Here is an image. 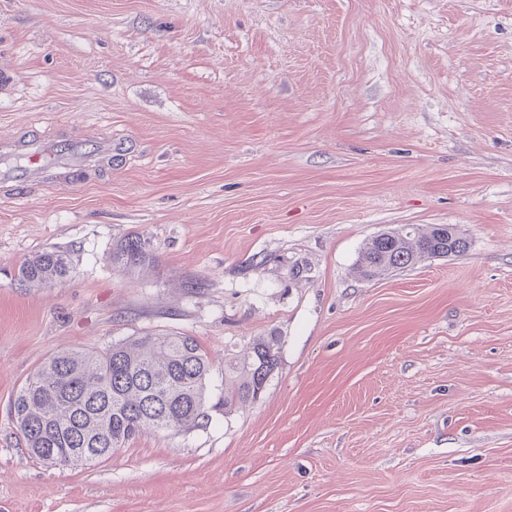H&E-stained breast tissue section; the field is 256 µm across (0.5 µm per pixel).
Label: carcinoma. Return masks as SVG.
<instances>
[{
    "label": "carcinoma",
    "instance_id": "obj_1",
    "mask_svg": "<svg viewBox=\"0 0 512 512\" xmlns=\"http://www.w3.org/2000/svg\"><path fill=\"white\" fill-rule=\"evenodd\" d=\"M467 238L451 224L422 232L404 224L368 239L356 270L379 279L430 258L458 256ZM113 259L128 268L151 260L146 244L131 236ZM70 275L66 253L27 258L19 281L33 287ZM280 339L260 336L242 356L224 358V410L255 401L277 368ZM207 353L191 336H139L100 350H64L49 357L26 380L12 402L30 455L48 465H83L112 456L145 430L179 433L209 421L205 410Z\"/></svg>",
    "mask_w": 512,
    "mask_h": 512
}]
</instances>
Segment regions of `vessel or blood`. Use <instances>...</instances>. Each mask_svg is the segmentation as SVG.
Segmentation results:
<instances>
[{"label":"vessel or blood","mask_w":512,"mask_h":512,"mask_svg":"<svg viewBox=\"0 0 512 512\" xmlns=\"http://www.w3.org/2000/svg\"><path fill=\"white\" fill-rule=\"evenodd\" d=\"M111 157L112 138L108 135L64 140L19 136L0 142V184L35 186L49 171L56 182L68 184L78 171L104 164Z\"/></svg>","instance_id":"b4317fda"}]
</instances>
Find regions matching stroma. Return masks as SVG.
<instances>
[{
  "label": "stroma",
  "mask_w": 512,
  "mask_h": 512,
  "mask_svg": "<svg viewBox=\"0 0 512 512\" xmlns=\"http://www.w3.org/2000/svg\"><path fill=\"white\" fill-rule=\"evenodd\" d=\"M63 129L112 159L0 191V512H512V0H0V139ZM403 224L469 247L359 278ZM52 250L69 277L21 286ZM146 334L210 357L209 423L32 458L26 380ZM112 257L116 262H120V264L128 268L143 266L152 259L145 242L136 235L127 237L117 245ZM280 342L276 336H260L243 357L224 356L225 412L260 397L277 368Z\"/></svg>",
  "instance_id": "1"
}]
</instances>
